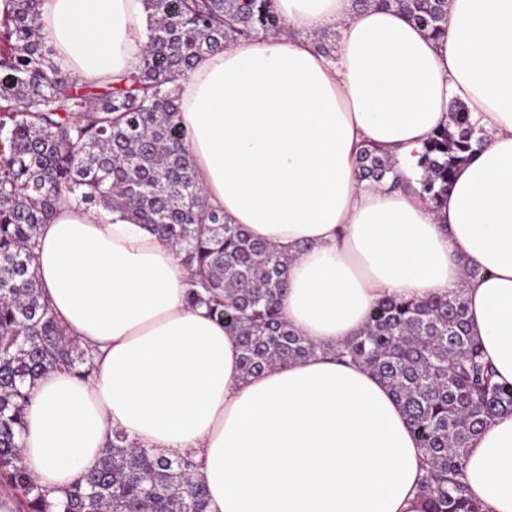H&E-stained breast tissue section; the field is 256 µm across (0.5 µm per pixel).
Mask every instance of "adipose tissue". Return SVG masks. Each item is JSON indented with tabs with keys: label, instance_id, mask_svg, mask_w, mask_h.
I'll list each match as a JSON object with an SVG mask.
<instances>
[{
	"label": "adipose tissue",
	"instance_id": "adipose-tissue-1",
	"mask_svg": "<svg viewBox=\"0 0 512 512\" xmlns=\"http://www.w3.org/2000/svg\"><path fill=\"white\" fill-rule=\"evenodd\" d=\"M276 7L281 35L202 56L176 93L207 204L288 257L281 310L318 352L244 375L223 323L187 305L190 272L171 243L123 212L62 202L35 271L94 368L41 377L25 409L22 462L52 497L119 431L191 454L206 512H422L423 453L400 404L332 356L385 297L463 296L496 381L512 384V0H448L439 40L384 6ZM145 20L142 0H44L40 13L57 62L97 84L141 65ZM328 29L329 56L317 46ZM453 100L487 143L446 205L358 182L364 144L419 181ZM464 473L484 512H512V413L472 439Z\"/></svg>",
	"mask_w": 512,
	"mask_h": 512
}]
</instances>
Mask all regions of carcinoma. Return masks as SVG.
Returning <instances> with one entry per match:
<instances>
[{"mask_svg": "<svg viewBox=\"0 0 512 512\" xmlns=\"http://www.w3.org/2000/svg\"><path fill=\"white\" fill-rule=\"evenodd\" d=\"M374 2L435 39L448 34V0H356ZM42 3L4 0L0 10V512H205L191 457L168 458L120 432L61 499L22 465L19 436L35 382L58 368L88 377L93 367L91 350L66 334L42 293L34 248L61 201L124 211L178 248L193 283L188 304L224 322L245 375L314 355L315 344L281 312L288 258L207 205L172 90L200 56L279 34L284 24L276 0H144L142 66L98 87L54 60L38 25ZM485 143L453 102L420 160L421 191L434 206ZM356 166L361 181L401 183L395 161L376 147L360 148ZM338 357L365 365L402 406L424 454V512H482L466 494L464 458L488 421L512 412V385L494 381L465 299L384 298Z\"/></svg>", "mask_w": 512, "mask_h": 512, "instance_id": "carcinoma-1", "label": "carcinoma"}]
</instances>
